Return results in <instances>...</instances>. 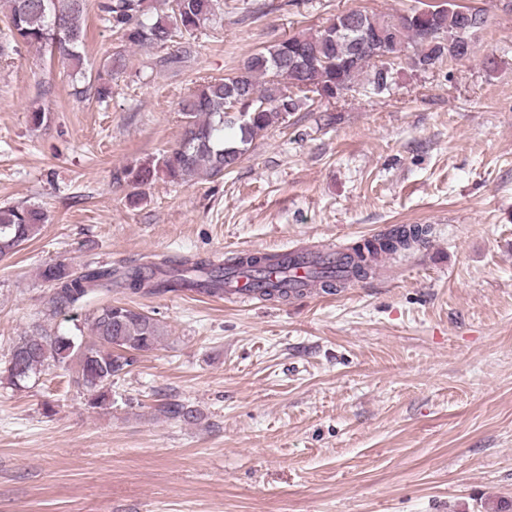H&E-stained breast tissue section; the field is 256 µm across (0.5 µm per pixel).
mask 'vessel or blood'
I'll list each match as a JSON object with an SVG mask.
<instances>
[{
	"label": "vessel or blood",
	"instance_id": "1",
	"mask_svg": "<svg viewBox=\"0 0 512 512\" xmlns=\"http://www.w3.org/2000/svg\"><path fill=\"white\" fill-rule=\"evenodd\" d=\"M291 264L288 269L287 281L281 282L270 279L263 287H256L243 277H228L224 285L225 297L234 300H248L258 296L260 290L277 291L281 286L296 289H305L308 283V272L312 268H319L331 273L333 277L344 279L348 276V269L342 261V254L336 249L303 250L290 252Z\"/></svg>",
	"mask_w": 512,
	"mask_h": 512
}]
</instances>
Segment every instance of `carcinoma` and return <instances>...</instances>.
I'll use <instances>...</instances> for the list:
<instances>
[{"label":"carcinoma","mask_w":512,"mask_h":512,"mask_svg":"<svg viewBox=\"0 0 512 512\" xmlns=\"http://www.w3.org/2000/svg\"><path fill=\"white\" fill-rule=\"evenodd\" d=\"M167 12L148 16L146 0H100L101 20L126 46L156 45L163 48L176 34L192 33L214 13V0H165ZM7 40L0 42V55L10 46L51 48L71 62L76 74L103 101L112 94V72L121 66V55L105 59L95 75L82 70L86 38V0H7ZM441 24L432 40L423 43L424 23L401 14L377 15L357 10L362 30L386 34L392 51L414 45L433 64L457 59L452 48L460 35L463 10L448 4L441 8ZM344 27L333 36L324 29L293 36L251 55L233 76L206 82L181 102L184 131L180 142L164 149L151 162L126 166L121 179L133 188L145 186L159 173L173 183H190L214 177L233 167L257 136L282 122L309 99L307 81L317 77L350 91L367 79L372 93L382 95L390 87L380 82L381 73L367 52L353 55V39L359 32L344 18ZM312 63V74L299 70L293 56ZM46 220L35 205L0 206V258L17 252L34 239ZM428 226H402L377 243L356 247L344 255L355 277H365L370 262L379 253H394L425 239ZM231 268L252 271L264 278L287 269L285 261L268 254L242 255L231 259ZM226 267L206 260L182 259L171 265H155L150 271L135 266L121 274L122 285L131 294H165L194 291L208 295L224 293ZM50 287L47 311L51 316L70 313L98 290L112 283V268L86 267L72 272L63 263L48 264L39 271ZM89 341L67 333L48 335L35 328L13 343L4 373L16 389L53 368L78 361V381L90 395V404L106 402L112 381L129 373L135 355L156 349L164 339L158 321L132 306L102 304L94 308Z\"/></svg>","instance_id":"obj_1"}]
</instances>
